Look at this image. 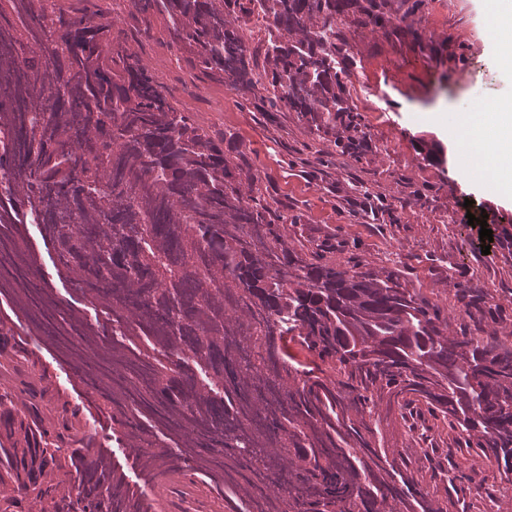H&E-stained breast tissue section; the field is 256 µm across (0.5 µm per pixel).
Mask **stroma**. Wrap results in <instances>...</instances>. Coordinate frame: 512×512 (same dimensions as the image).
Here are the masks:
<instances>
[{
  "label": "stroma",
  "instance_id": "stroma-1",
  "mask_svg": "<svg viewBox=\"0 0 512 512\" xmlns=\"http://www.w3.org/2000/svg\"><path fill=\"white\" fill-rule=\"evenodd\" d=\"M384 24L364 14L345 16L349 103L360 125L358 149L311 129L293 112H260L241 95L192 67L171 45L163 16L150 34L130 42L143 67L167 88L172 101L202 127L224 134V151L256 173L253 188L273 208L294 216L289 245H322L323 259L398 269L407 287L449 318L451 331H497L512 336V202L488 193L468 177L452 132L428 122L436 112L474 113L512 103V65L487 43L483 0H381ZM447 150L439 164L425 146ZM486 215L492 244H484L468 215ZM26 245L44 281L66 305L89 320L100 313L77 292L37 225L25 227ZM14 331L7 350L30 353L61 399L82 408L90 434L130 485L141 473L125 444L90 399L72 366L32 336L23 315L0 302ZM429 439L408 443L400 418H389L385 441L406 449L415 469H447L449 512H512V483L495 463L476 461L455 431L429 420ZM476 461L468 469V461ZM228 490L175 486L166 512H246Z\"/></svg>",
  "mask_w": 512,
  "mask_h": 512
}]
</instances>
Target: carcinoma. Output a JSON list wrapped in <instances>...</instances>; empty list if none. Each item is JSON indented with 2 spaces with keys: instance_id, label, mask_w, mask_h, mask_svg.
I'll use <instances>...</instances> for the list:
<instances>
[{
  "instance_id": "carcinoma-1",
  "label": "carcinoma",
  "mask_w": 512,
  "mask_h": 512,
  "mask_svg": "<svg viewBox=\"0 0 512 512\" xmlns=\"http://www.w3.org/2000/svg\"><path fill=\"white\" fill-rule=\"evenodd\" d=\"M74 0H0V295L112 403L154 491L131 487L82 413L46 407L44 375L0 349V512H159L196 476L254 512H447L380 443L382 413L413 435L442 420L512 481V341L448 333L397 274L285 246L288 215L129 52L116 21ZM163 12L204 74L316 131L358 123L340 23L378 0H130ZM265 21L255 39L252 17ZM38 225L112 339L43 288ZM25 402L17 405L16 396ZM160 435L174 443L173 455ZM192 462L186 470L179 460Z\"/></svg>"
}]
</instances>
